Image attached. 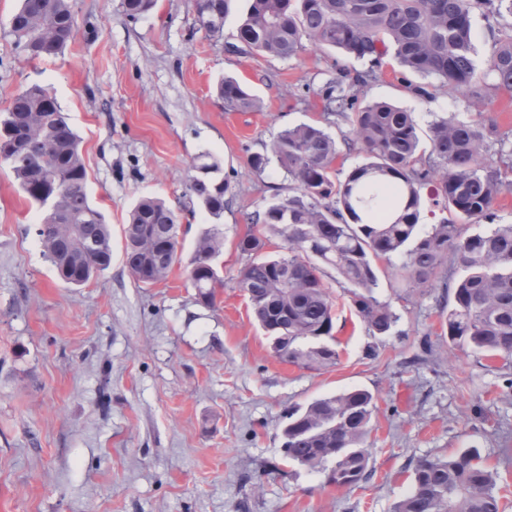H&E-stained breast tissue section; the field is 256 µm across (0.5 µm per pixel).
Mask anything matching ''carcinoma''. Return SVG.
Returning a JSON list of instances; mask_svg holds the SVG:
<instances>
[{"label": "carcinoma", "instance_id": "1", "mask_svg": "<svg viewBox=\"0 0 512 512\" xmlns=\"http://www.w3.org/2000/svg\"><path fill=\"white\" fill-rule=\"evenodd\" d=\"M156 0H121L127 17L149 13ZM482 6L506 29L487 70L473 59L474 8ZM230 0H198V20L221 36ZM512 0H250L238 27L241 50L291 59L306 46L334 48L368 63L326 81L323 111L337 128L299 124L281 131L269 151L250 156L264 171L271 162L287 174L288 195L249 220L286 243V253L262 258L266 242L247 233L237 250L246 262L238 287L249 290L251 312L274 353L300 369L333 365L338 353L316 340L331 335L334 300L327 269L351 287L357 316L374 336L390 335L397 317L374 295L376 262L384 261L410 294L438 280L453 298L437 299L453 345L512 359V224H497L494 206L512 190V131L492 119L440 117L429 126L430 149L421 148L413 113L387 101L360 104L362 91L382 74L393 53L421 78L415 96L431 99L455 91L483 103L512 93ZM15 50L26 59L61 55L77 36L73 0H21L10 21ZM224 108L258 112L261 101L240 81L218 85ZM357 153L364 162L343 180L336 159ZM193 165L186 196L215 219L224 214L229 183L208 152ZM0 162L43 211L36 234L60 278L83 286L112 264V234L87 192L80 141L51 92L31 85L17 93L0 119ZM428 190L431 205L449 216L420 227ZM180 216L159 198L139 199L123 225L124 268L144 286L166 280L179 261ZM476 225L479 230L468 232ZM224 232L215 224L197 238L187 273L197 302L210 306L224 286L217 258ZM374 396L350 389L317 398L288 415L286 460L325 473L326 483L352 488L373 477L364 444ZM498 473L475 449L418 458L407 493L393 512H500Z\"/></svg>", "mask_w": 512, "mask_h": 512}]
</instances>
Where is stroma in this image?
Returning <instances> with one entry per match:
<instances>
[{
  "mask_svg": "<svg viewBox=\"0 0 512 512\" xmlns=\"http://www.w3.org/2000/svg\"><path fill=\"white\" fill-rule=\"evenodd\" d=\"M0 0V113L32 84L51 89L81 141L88 193L112 228V265L88 284L63 283L44 257L40 209L0 164V512H392L416 459L477 448L498 471L512 512V361L452 345L436 289L399 288L378 262L375 297L398 321L371 336L349 297L333 321L337 364L305 370L281 362L254 321L237 277L246 233L281 252L282 240L248 214L287 195L285 173H258L251 154L285 128L317 124L325 70L361 62L313 47L296 58L230 51L249 0H232L221 38L201 28L196 0H157L131 21L120 0H75L78 34L64 54L27 61ZM232 76L263 102L230 112L216 94ZM413 74L387 60L365 100L414 112L421 131L441 116H476L445 91L424 101ZM230 184L224 214V286L214 305L195 300L186 267L211 218L181 226V257L168 278L134 283L124 269L122 228L143 196L187 206L189 166L201 152ZM434 355L414 363L423 341ZM351 388L376 408L367 448L375 473L350 489L283 457L289 411ZM261 487H254L253 478Z\"/></svg>",
  "mask_w": 512,
  "mask_h": 512,
  "instance_id": "obj_1",
  "label": "stroma"
}]
</instances>
